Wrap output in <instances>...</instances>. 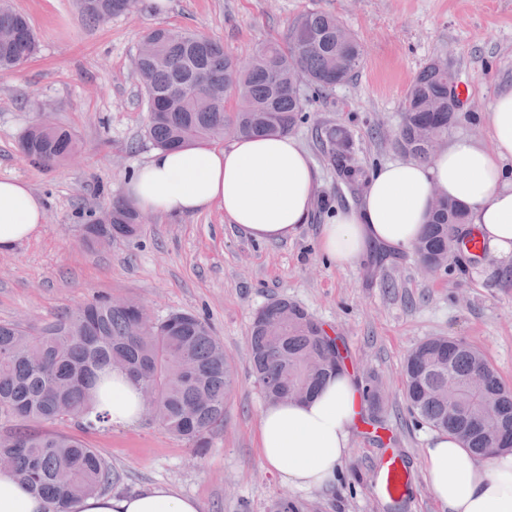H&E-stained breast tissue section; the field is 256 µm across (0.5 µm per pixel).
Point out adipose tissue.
Returning <instances> with one entry per match:
<instances>
[{
    "instance_id": "obj_1",
    "label": "adipose tissue",
    "mask_w": 512,
    "mask_h": 512,
    "mask_svg": "<svg viewBox=\"0 0 512 512\" xmlns=\"http://www.w3.org/2000/svg\"><path fill=\"white\" fill-rule=\"evenodd\" d=\"M494 140L485 150L458 136L427 162L405 159L376 169L361 204L337 210L321 229L319 250L337 267L356 264L378 244L414 248L432 206L434 189L462 203L466 231L491 257L512 256V90L499 94L488 114ZM317 173L308 153L289 134L234 139L224 147L190 144L157 149L139 165L125 192L144 214L187 218L219 209L225 223L257 242L295 238L311 218ZM46 207L29 185L0 178V252L37 234ZM113 424L137 420L143 397L121 372L102 402ZM365 409L352 372L328 378L304 401L267 405L258 420V453L282 485L304 492L330 489L349 455L353 430ZM427 490L448 512H512V453L478 460L459 439L433 433L423 450ZM45 499L0 469V512H48ZM77 512H199L198 502L167 484L134 495H92Z\"/></svg>"
}]
</instances>
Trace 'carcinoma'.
I'll use <instances>...</instances> for the list:
<instances>
[{"label": "carcinoma", "mask_w": 512, "mask_h": 512, "mask_svg": "<svg viewBox=\"0 0 512 512\" xmlns=\"http://www.w3.org/2000/svg\"><path fill=\"white\" fill-rule=\"evenodd\" d=\"M125 0H80L89 24L123 13ZM340 21L312 10L300 15L283 38L258 44L242 68L221 40L194 31L155 27L141 39L133 74L148 107L146 136L160 149L215 143L233 130L239 137L290 133L306 111L304 89L320 93L345 83L360 67L359 41L338 34ZM0 70L17 67L37 52L38 40L26 18L0 3ZM448 62L436 59L408 88L398 148L420 161L430 159L418 135L423 123L447 132L458 120L459 100ZM338 179L351 189L364 186L367 166L355 158L348 132L326 131ZM24 157L45 167L61 165L78 151L72 133L57 126H30L20 141ZM144 216L116 197L112 206L84 226L85 239L106 244L134 236ZM467 223L464 207L444 198L433 207L414 250L448 262L451 225ZM250 361L265 399L277 402L284 386L312 395L344 367L337 340L304 309L274 300L260 309L250 328ZM124 371L149 391L155 422L193 447H208V436L224 424V400L233 384L224 343L209 323L191 313L164 319L148 315L135 300L121 304L98 297L39 330L0 322V416L17 427L0 443V456L17 478L49 503L50 512H76L82 498L101 492L114 474L104 457L78 437L40 433L30 421H72L83 431L112 422L97 408L94 390L112 370ZM484 375L483 389L466 382ZM404 391L419 419L456 435L475 456L512 450V389L482 353L453 337H434L416 346L404 363Z\"/></svg>", "instance_id": "cac0c4a2"}]
</instances>
